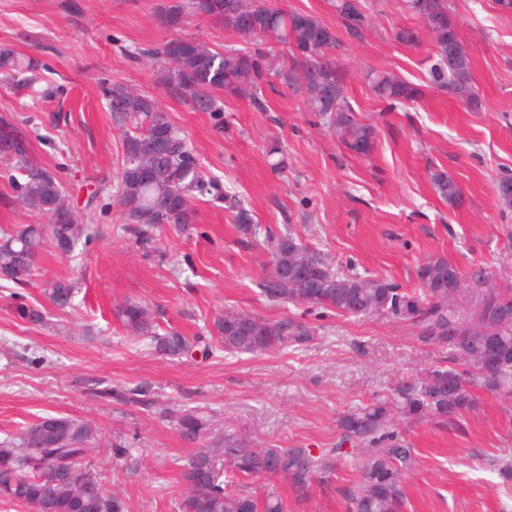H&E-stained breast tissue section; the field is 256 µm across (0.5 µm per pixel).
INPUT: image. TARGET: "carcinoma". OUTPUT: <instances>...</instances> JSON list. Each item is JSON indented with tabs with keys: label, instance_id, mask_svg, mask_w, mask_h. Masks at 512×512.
Returning a JSON list of instances; mask_svg holds the SVG:
<instances>
[{
	"label": "carcinoma",
	"instance_id": "carcinoma-1",
	"mask_svg": "<svg viewBox=\"0 0 512 512\" xmlns=\"http://www.w3.org/2000/svg\"><path fill=\"white\" fill-rule=\"evenodd\" d=\"M405 7L425 24L430 34L433 64L431 83L466 104L480 105L470 72V57L461 40L450 0H404ZM333 8L346 33L360 38L372 24L365 0H333ZM205 17L224 24L239 34L247 46L215 50L209 44L187 36L171 41L177 53L169 55L162 45L158 55L166 64L164 81L198 112H221L219 93L247 94L254 107L266 111L259 96L263 87L275 88L277 79L295 86L306 96L310 111L322 124L336 130L344 145L356 154L371 153L376 138L374 125L362 121L346 96V70L335 50L340 40L335 29L316 16L282 8L277 0H187L171 6L162 21L172 29L181 28L184 15ZM272 39L291 46L289 68L274 66L272 51L250 47L258 40ZM461 47L454 63L448 61V45ZM0 72L10 81L31 86L38 80L37 65L12 50H0ZM374 94L391 103L408 104L419 97V88L393 72L369 73ZM102 96L116 119L133 123L136 132L124 143V163L116 186L125 224L140 241L152 239L160 224H171L182 232L194 222V202L219 191L216 180L201 171L185 136L156 99L120 83L102 86ZM162 121L172 130L168 148L162 152L149 142L155 123ZM0 157L12 160L18 175L11 178L10 192L3 202L47 215L51 206L66 196L56 175L30 160L28 136L8 122L0 123ZM151 163L158 175L144 179L141 171ZM436 193L456 203L461 191L443 170L433 176ZM89 238L88 227L70 224H23L0 241V282L23 286L31 280L45 243L63 255L72 254ZM272 268L259 283V293L268 301L307 309H328L353 318L380 316L409 322L419 329L425 343L450 347L448 365L433 366L395 389L393 400L372 402L345 414L339 421L340 442L315 454L309 448H245L226 439L217 448L195 452L183 464L185 492L180 512H288V504L276 487L262 495L245 489L229 491L224 474L250 477H279L288 482L296 498H304L313 484L328 480L338 464L350 458L358 470L356 489L346 491L347 512H405L407 496L403 481L413 465L412 449L391 431L394 413L412 418H439L453 402L460 412L476 404L474 389L512 390V322L485 323L483 311L491 306L512 308V288L486 287L487 272L479 267L470 280L481 287L474 309L460 313L458 302H448V283L461 278L453 263L430 259L418 267V288L405 292L385 278L351 275L334 267L325 255L303 244L288 232L271 238ZM307 262L318 288L303 295L292 278V263ZM49 302L58 310L72 304L75 285L57 280L46 289ZM18 316L32 324L45 322V313L34 306L19 304ZM124 329L150 340L160 352L181 356L194 343L177 331L159 333L151 309L125 302L113 309ZM452 323L458 336L446 339L436 330ZM214 330L224 350L256 353L273 348L294 336L308 335L301 324L271 322L249 313H227L215 320ZM499 350V367L491 372L480 362L486 341ZM182 436L197 439L202 421L184 411L178 417ZM97 427L67 416L42 417L15 435L0 439V500L18 504L28 512H126L124 501L106 489L101 474L82 463L98 441ZM350 447L345 448L343 444Z\"/></svg>",
	"mask_w": 512,
	"mask_h": 512
}]
</instances>
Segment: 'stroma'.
Wrapping results in <instances>:
<instances>
[{
  "label": "stroma",
  "mask_w": 512,
  "mask_h": 512,
  "mask_svg": "<svg viewBox=\"0 0 512 512\" xmlns=\"http://www.w3.org/2000/svg\"><path fill=\"white\" fill-rule=\"evenodd\" d=\"M175 2L0 0V47L43 66L32 91L0 79V120L27 133L31 159L56 174L81 222L97 232L68 257L45 247L28 285L0 288V437L47 415L94 423L100 443L86 461L127 512H179L183 462L227 438L248 448L335 447L345 413L391 398L400 380L447 357V347L422 342L405 322L268 302L257 288L271 262L268 234L292 231L340 270L405 290L417 288L421 262L439 257L463 277L481 267L499 286L512 285V208L497 195L501 176L512 171V12L496 0H451L481 100L470 109L429 82L428 32L415 46L395 40L398 28L419 25L402 0H375L373 25L359 39L342 30L332 0H280L336 29L346 94L377 129L372 153L362 157L291 86L266 92L263 112L246 95L224 96L216 115L193 110L163 82L165 65L150 54L171 35L161 12ZM372 70L415 84L419 99L407 106L378 100L367 79ZM105 82L155 97L203 171L244 203L256 232L242 231L213 195L196 201L186 231L164 224L146 243L126 231L116 184L127 125L107 110ZM275 144L286 161L278 172L268 155ZM438 170L458 183V204L436 194ZM59 279L78 288L64 312L44 294ZM127 301L150 307L160 329L200 337L197 350L171 357L128 335L112 314ZM20 303L44 311L45 323L21 320ZM227 312L300 323L310 337L227 352L213 332ZM99 382L112 397L94 395ZM137 385L148 389L151 408L123 399ZM477 396L475 410L451 421H399L414 456L406 512H512V483L497 471L512 460V394L481 389ZM186 409L205 424L198 440L180 433L177 413ZM357 480L347 460L302 500L282 480L245 484L258 494L277 484L288 512H346L343 493Z\"/></svg>",
  "instance_id": "1"
}]
</instances>
